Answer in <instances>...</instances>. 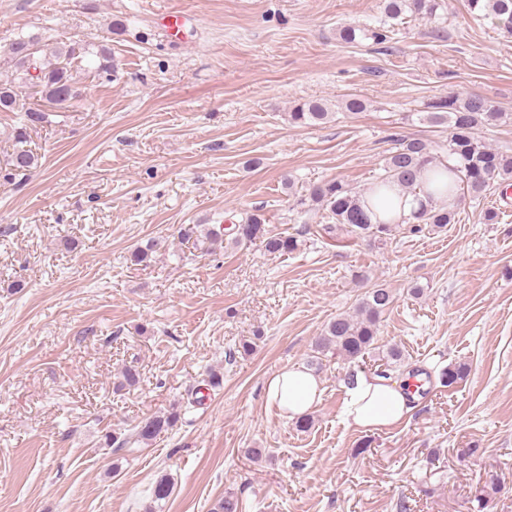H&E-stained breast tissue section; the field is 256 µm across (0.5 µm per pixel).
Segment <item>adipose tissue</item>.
Returning a JSON list of instances; mask_svg holds the SVG:
<instances>
[{
	"instance_id": "ef3b65f1",
	"label": "adipose tissue",
	"mask_w": 512,
	"mask_h": 512,
	"mask_svg": "<svg viewBox=\"0 0 512 512\" xmlns=\"http://www.w3.org/2000/svg\"><path fill=\"white\" fill-rule=\"evenodd\" d=\"M265 397L287 418L293 419L309 412L321 399L320 380L305 368H284L265 383ZM409 394L399 384L385 385L371 375H358L348 388L343 408L348 425L363 431L391 428L409 412Z\"/></svg>"
}]
</instances>
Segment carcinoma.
I'll return each instance as SVG.
<instances>
[{
  "label": "carcinoma",
  "mask_w": 512,
  "mask_h": 512,
  "mask_svg": "<svg viewBox=\"0 0 512 512\" xmlns=\"http://www.w3.org/2000/svg\"><path fill=\"white\" fill-rule=\"evenodd\" d=\"M466 2L474 17H487L501 32L512 36V0ZM440 8V0H385V12L392 19L400 17L406 10L434 19ZM391 34L392 30L383 25L372 28L347 25L339 31L340 39L346 43H354L360 38L375 45L388 42ZM11 43L14 51L5 56L11 74L0 78V112H18L20 117L13 133L14 146L8 154L6 174L3 175L6 180L37 167L38 154L27 147L28 128L49 122V113L42 108L27 107L20 102L18 89L29 88L41 100L59 107L76 100L72 91L77 89L72 74L75 48L59 44L47 53V44L36 33H20L11 39ZM95 56L98 64L94 74L112 78L116 70L111 51L101 48ZM427 108L426 119L430 123L448 125V160L434 156L430 144L422 139L395 136L393 141L397 146L384 158L382 173L370 187V196L382 195L396 188L415 196L422 193L429 199L436 193L456 195L461 190L479 198L488 191L491 182L512 180V149L493 147L479 135L482 127L511 121V112H505L483 96L471 93L439 97L429 102ZM332 115L327 104L308 100L289 113V121L311 126L330 121ZM297 205L324 211L329 220L326 225L329 233L333 232V225L338 224L351 234L384 242L400 228L398 224L372 221V211L365 204L362 193L339 179L310 185ZM455 217L456 210L451 204H423L415 212L417 223L408 225V230L417 233L426 224L431 230L440 232L455 223ZM257 239L265 251L274 256L291 254L300 246L297 237L268 229L260 213H251L243 223L234 225V244L243 245ZM394 300L395 294L389 288L375 286L369 289L354 312L339 314L324 327L315 339L314 351L321 354L330 352L349 363H366L377 341L382 318ZM384 360L385 368L375 369L374 376L398 381L399 376L392 373V367L403 363L401 350L390 348ZM468 370L465 363L450 364L440 369L439 381L442 386L451 387L464 380ZM179 419L180 412L174 407L167 413L142 419L128 436L106 437V444L117 449L135 443L147 446L161 433L173 428ZM499 490L500 483H485L480 496L475 498L476 512H483L490 496Z\"/></svg>",
  "instance_id": "1"
}]
</instances>
